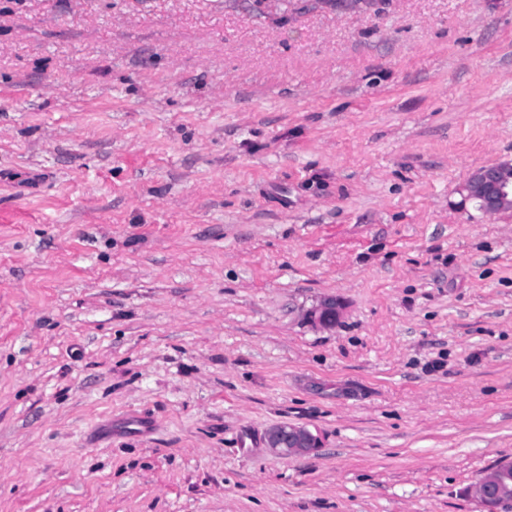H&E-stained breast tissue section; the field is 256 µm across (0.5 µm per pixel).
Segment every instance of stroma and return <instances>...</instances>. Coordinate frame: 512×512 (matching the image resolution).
<instances>
[{"instance_id": "stroma-1", "label": "stroma", "mask_w": 512, "mask_h": 512, "mask_svg": "<svg viewBox=\"0 0 512 512\" xmlns=\"http://www.w3.org/2000/svg\"><path fill=\"white\" fill-rule=\"evenodd\" d=\"M252 2L0 0V512H480L512 457V212L459 193L512 0ZM342 310L343 304L339 299L327 297L321 300L319 305L311 311L310 318L320 326L330 328L339 321ZM265 438L267 448L282 457L307 454L321 445L319 434L305 426L277 424L267 430ZM504 471H510L507 477L512 486V459L505 458L500 460L478 483L467 487L465 494L477 501L486 509V512H511L512 489L506 485H499L497 480L498 474Z\"/></svg>"}]
</instances>
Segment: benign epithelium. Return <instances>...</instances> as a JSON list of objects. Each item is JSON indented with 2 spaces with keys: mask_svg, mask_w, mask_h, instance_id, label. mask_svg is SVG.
Listing matches in <instances>:
<instances>
[{
  "mask_svg": "<svg viewBox=\"0 0 512 512\" xmlns=\"http://www.w3.org/2000/svg\"><path fill=\"white\" fill-rule=\"evenodd\" d=\"M461 194L485 214L512 211V159L473 171L462 185ZM342 310L339 299L327 297L311 311L310 318L330 328L339 321ZM265 438L267 448L282 457L307 454L321 445L319 434L305 426L277 424L267 430ZM504 471H512V459L500 460L478 483L467 487L465 494L486 512H512V489L498 484L497 480L498 474Z\"/></svg>",
  "mask_w": 512,
  "mask_h": 512,
  "instance_id": "7a95c632",
  "label": "benign epithelium"
}]
</instances>
